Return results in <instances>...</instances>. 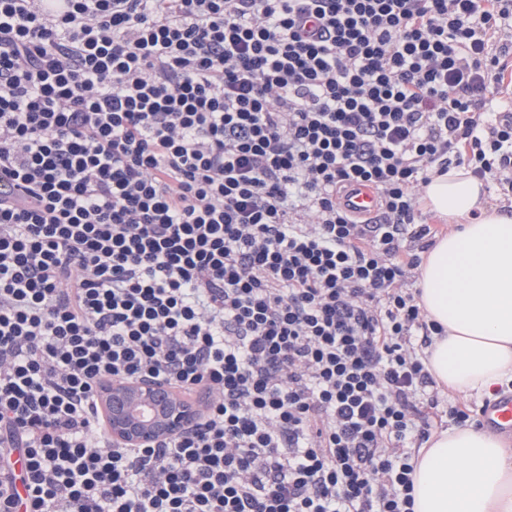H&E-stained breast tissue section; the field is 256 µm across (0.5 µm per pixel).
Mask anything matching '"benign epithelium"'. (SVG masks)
Returning a JSON list of instances; mask_svg holds the SVG:
<instances>
[{
  "label": "benign epithelium",
  "instance_id": "7a95c632",
  "mask_svg": "<svg viewBox=\"0 0 512 512\" xmlns=\"http://www.w3.org/2000/svg\"><path fill=\"white\" fill-rule=\"evenodd\" d=\"M165 398L163 386L154 380L114 384L102 391L112 438L131 448L172 437L187 428L197 411L178 401Z\"/></svg>",
  "mask_w": 512,
  "mask_h": 512
}]
</instances>
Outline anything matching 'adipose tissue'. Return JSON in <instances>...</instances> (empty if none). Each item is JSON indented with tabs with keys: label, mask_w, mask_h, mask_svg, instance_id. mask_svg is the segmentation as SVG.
<instances>
[{
	"label": "adipose tissue",
	"mask_w": 512,
	"mask_h": 512,
	"mask_svg": "<svg viewBox=\"0 0 512 512\" xmlns=\"http://www.w3.org/2000/svg\"><path fill=\"white\" fill-rule=\"evenodd\" d=\"M422 202L452 225L419 268V303L443 329L427 367L459 396L493 394L512 384V212L486 206L463 166L433 175ZM413 482V512H512V452L469 424L430 437Z\"/></svg>",
	"instance_id": "obj_1"
}]
</instances>
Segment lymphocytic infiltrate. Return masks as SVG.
Instances as JSON below:
<instances>
[{"label": "lymphocytic infiltrate", "instance_id": "1", "mask_svg": "<svg viewBox=\"0 0 512 512\" xmlns=\"http://www.w3.org/2000/svg\"><path fill=\"white\" fill-rule=\"evenodd\" d=\"M512 0H0V512H412L421 190L512 187ZM374 189L357 217L339 199ZM152 379L199 407L116 444ZM164 396L162 384L154 380L112 384L102 391L113 440L130 448L147 447L187 428L197 411L168 397L161 403Z\"/></svg>", "mask_w": 512, "mask_h": 512}]
</instances>
